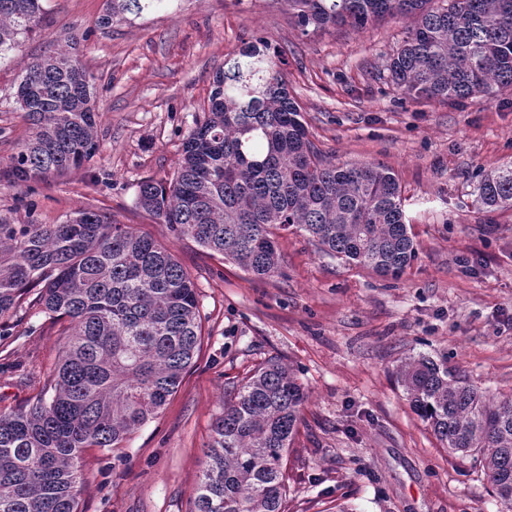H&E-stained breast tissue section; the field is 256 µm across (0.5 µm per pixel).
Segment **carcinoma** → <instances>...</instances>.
Wrapping results in <instances>:
<instances>
[{
  "instance_id": "1",
  "label": "carcinoma",
  "mask_w": 512,
  "mask_h": 512,
  "mask_svg": "<svg viewBox=\"0 0 512 512\" xmlns=\"http://www.w3.org/2000/svg\"><path fill=\"white\" fill-rule=\"evenodd\" d=\"M163 0H112L105 27ZM298 26L365 31L385 18L414 25L385 60L411 99L465 100L512 89V0H284ZM40 0H0V52L39 28ZM282 52L264 37L217 74L209 112L183 139L171 177L139 183L138 205L179 239L258 278L280 273L275 231L394 279L416 257L402 191L385 165L337 164L310 140L288 92ZM90 75L61 50L32 61L13 86L30 135L0 160V181L32 189L99 152ZM488 213L512 210V165L481 176ZM37 308L69 321L49 389L0 411V512H78L85 449L117 448L177 391L200 349L196 285L170 249L95 209L61 224L0 217V324ZM404 394L437 439L481 464L500 512H512V396L497 399L429 357L399 369ZM306 393L268 361L215 420L194 512H285L284 459Z\"/></svg>"
}]
</instances>
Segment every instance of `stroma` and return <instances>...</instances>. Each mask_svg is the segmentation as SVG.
Here are the masks:
<instances>
[{"label": "stroma", "instance_id": "obj_1", "mask_svg": "<svg viewBox=\"0 0 512 512\" xmlns=\"http://www.w3.org/2000/svg\"><path fill=\"white\" fill-rule=\"evenodd\" d=\"M41 27L0 54V159L28 134L11 88L35 58L75 47L94 77L100 149L38 184L33 210L0 183V215L59 224L91 208L169 247L192 276L202 343L177 392L120 447L80 460V512H192L224 399L268 359L293 366L308 398L287 458L286 512H499L473 457L450 452L413 412L398 369L426 355L488 394H512V212L487 217L479 172L512 163V90L413 100L387 55L412 19L367 31L300 29L284 0H162L98 26L110 0H42ZM265 37L315 146L340 163H381L404 197L417 256L398 279L281 233L279 276L258 280L176 239L137 205L142 180L168 178L209 108L213 77ZM102 183H94V175ZM68 323L17 311L0 335V410L45 391Z\"/></svg>", "mask_w": 512, "mask_h": 512}]
</instances>
